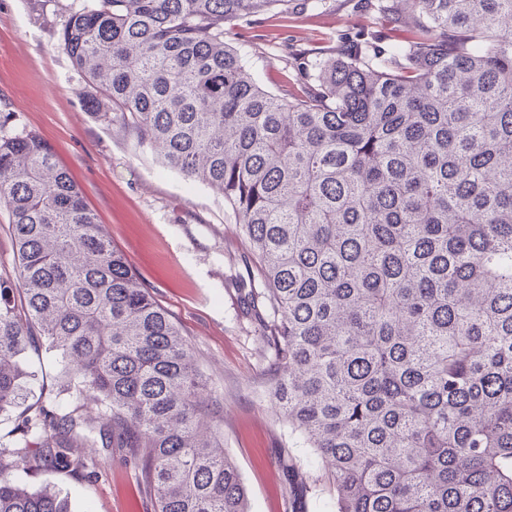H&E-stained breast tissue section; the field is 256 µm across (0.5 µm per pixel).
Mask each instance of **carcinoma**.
Listing matches in <instances>:
<instances>
[{
    "instance_id": "1",
    "label": "carcinoma",
    "mask_w": 512,
    "mask_h": 512,
    "mask_svg": "<svg viewBox=\"0 0 512 512\" xmlns=\"http://www.w3.org/2000/svg\"><path fill=\"white\" fill-rule=\"evenodd\" d=\"M293 2L93 0L61 47L164 167L223 194L265 284L267 395L336 512H512V0H412L399 50L313 55L284 96L224 30ZM0 207V512H70L10 474L89 479L83 448L133 456L153 512H249L224 395L33 133L0 137ZM38 342L51 409L22 405ZM9 216L0 211V274H13L15 255L12 240L8 233Z\"/></svg>"
}]
</instances>
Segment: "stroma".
<instances>
[{
	"label": "stroma",
	"mask_w": 512,
	"mask_h": 512,
	"mask_svg": "<svg viewBox=\"0 0 512 512\" xmlns=\"http://www.w3.org/2000/svg\"><path fill=\"white\" fill-rule=\"evenodd\" d=\"M87 0H0V127L5 135L35 133L79 185L112 245L181 327L213 388L224 394V451L238 466L250 512H336V491L312 449L291 432L266 397L269 360L263 327L248 298L249 243L224 197L163 167L157 154L113 122L96 90L60 45L69 15ZM409 0H309L283 15L272 10L226 29L267 90L297 76L300 57L374 41L401 44L397 18ZM31 398L54 402L59 366L37 348ZM37 488L68 493L74 512H153V496L121 453L107 457L95 479L57 472L16 471Z\"/></svg>",
	"instance_id": "obj_1"
}]
</instances>
